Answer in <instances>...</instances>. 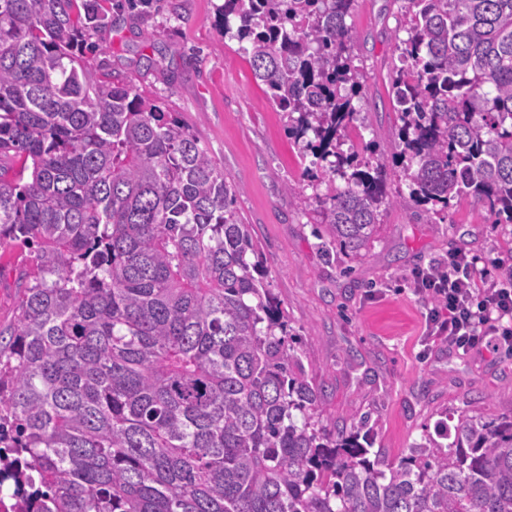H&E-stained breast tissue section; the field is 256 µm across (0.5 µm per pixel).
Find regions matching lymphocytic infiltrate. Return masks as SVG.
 <instances>
[{
	"mask_svg": "<svg viewBox=\"0 0 512 512\" xmlns=\"http://www.w3.org/2000/svg\"><path fill=\"white\" fill-rule=\"evenodd\" d=\"M415 283L418 294L435 302L427 314L429 336L465 353L489 336L496 346L512 347V275L480 287L474 259L459 251L449 255L447 272H418Z\"/></svg>",
	"mask_w": 512,
	"mask_h": 512,
	"instance_id": "1",
	"label": "lymphocytic infiltrate"
}]
</instances>
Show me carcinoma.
I'll return each mask as SVG.
<instances>
[{
    "instance_id": "cac0c4a2",
    "label": "carcinoma",
    "mask_w": 512,
    "mask_h": 512,
    "mask_svg": "<svg viewBox=\"0 0 512 512\" xmlns=\"http://www.w3.org/2000/svg\"><path fill=\"white\" fill-rule=\"evenodd\" d=\"M356 0H224L269 102L362 256L386 165L350 138ZM392 78L409 197L512 224V0H399ZM101 0H0V245L29 256L0 328L9 512H512V417L461 415L396 464L333 432L290 344L238 189L190 126L85 59ZM343 185H336V180Z\"/></svg>"
}]
</instances>
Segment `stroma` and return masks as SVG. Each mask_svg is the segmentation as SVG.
Here are the masks:
<instances>
[{"instance_id":"obj_1","label":"stroma","mask_w":512,"mask_h":512,"mask_svg":"<svg viewBox=\"0 0 512 512\" xmlns=\"http://www.w3.org/2000/svg\"><path fill=\"white\" fill-rule=\"evenodd\" d=\"M224 0H107L111 25L90 37L87 60L178 113L239 193L265 280L300 340L306 375L322 393V422L339 430L365 424L385 462L404 458L443 417L512 416V352L486 345L449 352L426 332L430 299L413 275L463 250L476 260L482 287L512 273V224L494 223L486 206L453 200L447 218L430 222L398 178L401 169L391 75L397 0H357L346 22L356 35L359 114L344 149L383 160L387 191L402 204L382 211L362 258L326 253L314 218L326 184L311 153L288 131L287 113L268 101L238 40L217 21ZM156 61L144 66L143 57ZM294 193H287L286 184ZM19 247H0V324L14 316Z\"/></svg>"}]
</instances>
